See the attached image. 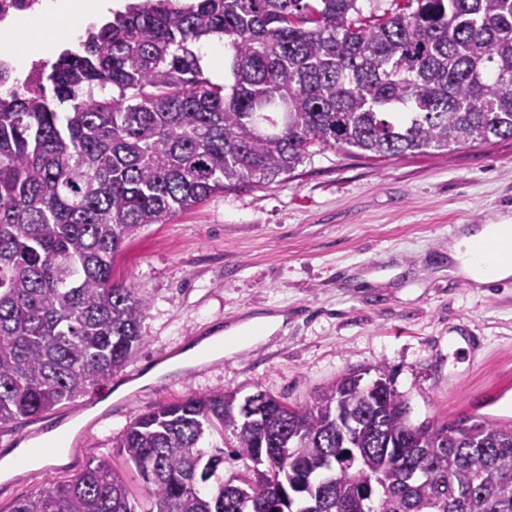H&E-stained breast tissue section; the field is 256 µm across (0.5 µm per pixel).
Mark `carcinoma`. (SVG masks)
<instances>
[{"label": "carcinoma", "mask_w": 512, "mask_h": 512, "mask_svg": "<svg viewBox=\"0 0 512 512\" xmlns=\"http://www.w3.org/2000/svg\"><path fill=\"white\" fill-rule=\"evenodd\" d=\"M136 0L0 96V428L107 386L149 303L112 280L150 224L340 149L512 138V0ZM224 39L231 82L194 47ZM66 111H60V108ZM288 405L222 388L150 407L12 512H512V427L413 425L383 365ZM244 470L226 478L224 463Z\"/></svg>", "instance_id": "1"}]
</instances>
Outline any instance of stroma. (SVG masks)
<instances>
[{"mask_svg":"<svg viewBox=\"0 0 512 512\" xmlns=\"http://www.w3.org/2000/svg\"><path fill=\"white\" fill-rule=\"evenodd\" d=\"M512 218V138L382 161L328 150L269 185L250 184L152 224L116 258L115 281L150 308L144 345L113 387L0 429L76 425V443L0 481V512L42 485L77 477L147 407L224 388L292 405L345 373L383 364L409 420L512 423V278L471 288L450 277L459 228ZM257 313L284 314L268 340L137 381L204 337Z\"/></svg>","mask_w":512,"mask_h":512,"instance_id":"obj_1","label":"stroma"}]
</instances>
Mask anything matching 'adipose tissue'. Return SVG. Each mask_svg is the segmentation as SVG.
Returning <instances> with one entry per match:
<instances>
[{
    "mask_svg": "<svg viewBox=\"0 0 512 512\" xmlns=\"http://www.w3.org/2000/svg\"><path fill=\"white\" fill-rule=\"evenodd\" d=\"M112 0H47L44 9L51 17L66 18L67 34L78 39L83 29L98 21L110 7ZM40 22L8 20L0 24V47H11L15 63L33 51L56 50L55 35L40 32ZM512 246V219L497 224H480L463 229L448 242V273L463 277L472 287L480 288L512 277V260L498 256V248ZM281 314H259L246 322L216 333L187 347L181 355L166 365L147 370L143 383H151L167 372L214 360L268 339L285 324Z\"/></svg>",
    "mask_w": 512,
    "mask_h": 512,
    "instance_id": "ef3b65f1",
    "label": "adipose tissue"
}]
</instances>
